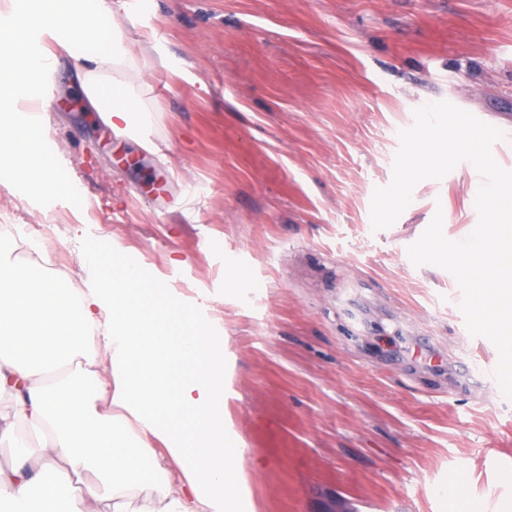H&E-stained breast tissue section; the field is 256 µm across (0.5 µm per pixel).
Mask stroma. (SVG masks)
<instances>
[{"label": "stroma", "instance_id": "stroma-1", "mask_svg": "<svg viewBox=\"0 0 512 512\" xmlns=\"http://www.w3.org/2000/svg\"><path fill=\"white\" fill-rule=\"evenodd\" d=\"M154 110L136 137L48 77L46 124L74 201L0 187L18 262L63 271L99 242L173 298L175 336L203 308L224 335V424L246 447L253 512H512V398L470 335L453 275L407 248L443 215L476 227L470 163L418 183L372 228L398 133L447 101L501 129L512 170V0H125ZM456 485L454 502L441 488Z\"/></svg>", "mask_w": 512, "mask_h": 512}]
</instances>
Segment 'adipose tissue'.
Masks as SVG:
<instances>
[{
  "label": "adipose tissue",
  "instance_id": "ef3b65f1",
  "mask_svg": "<svg viewBox=\"0 0 512 512\" xmlns=\"http://www.w3.org/2000/svg\"><path fill=\"white\" fill-rule=\"evenodd\" d=\"M113 0H15L0 14V49L12 70L0 79V185L23 188L26 197L69 195L70 180L53 165L43 131L47 101L26 89L27 68L52 70V53L34 54L36 40L61 46L78 71L90 107L120 135L151 105L143 86L114 78V66L133 69L136 53L110 24ZM11 235L0 229V440L27 431L37 436L40 465L0 468V512H32V492L43 488L40 512H62L53 495L59 483L96 473L107 493L71 498L63 512H251L243 496L227 494L237 480L240 439L224 427V339L202 314L192 319L186 340H175L172 298L158 296L125 256L124 273L103 272V250H87L82 270L100 269L99 279L75 289L50 274L39 255L29 268L12 258ZM102 343L110 381L101 380L90 352ZM195 373L171 384L168 369L180 355ZM109 403L111 411L100 408ZM193 417L191 436L181 422ZM165 446V455L151 440ZM178 464L182 482L173 488L167 461Z\"/></svg>",
  "mask_w": 512,
  "mask_h": 512
}]
</instances>
